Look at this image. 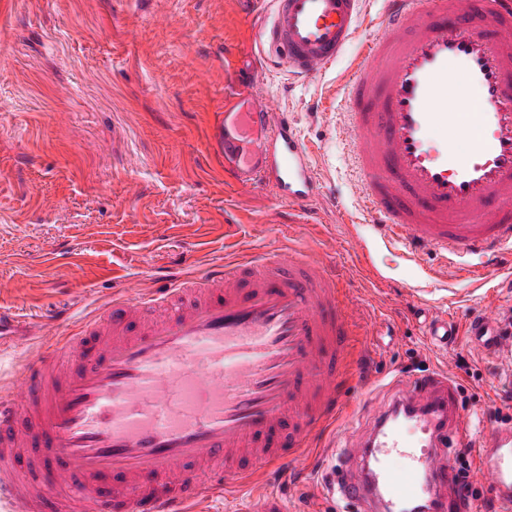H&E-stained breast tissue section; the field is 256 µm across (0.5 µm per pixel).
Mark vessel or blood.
Masks as SVG:
<instances>
[{"label":"vessel or blood","instance_id":"b4317fda","mask_svg":"<svg viewBox=\"0 0 512 512\" xmlns=\"http://www.w3.org/2000/svg\"><path fill=\"white\" fill-rule=\"evenodd\" d=\"M362 4L271 0L258 45L311 78L359 43L336 102L367 222L408 253L486 278L467 257L512 248V0H382L376 35ZM212 138L243 186L271 184L303 214L320 195L308 149L265 103L225 113ZM346 309L335 275L294 250L214 264L158 294H114L0 390V502L194 512L245 493L248 512H285L264 482L335 424L352 381ZM426 330L493 333L483 318ZM467 437L458 385L419 379L364 440L338 441L330 490L349 512H467L446 493ZM475 453L487 499L512 512V426Z\"/></svg>","mask_w":512,"mask_h":512}]
</instances>
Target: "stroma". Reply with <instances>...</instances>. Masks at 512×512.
I'll use <instances>...</instances> for the list:
<instances>
[{
    "mask_svg": "<svg viewBox=\"0 0 512 512\" xmlns=\"http://www.w3.org/2000/svg\"><path fill=\"white\" fill-rule=\"evenodd\" d=\"M268 0H0V309L44 335L0 350L10 378L123 289L153 292L245 254L304 252L335 271L356 325L360 365L337 432L358 439L398 384L440 370L459 385L472 442L512 423V366L466 337L443 345L424 321H512V259L485 281L411 256L368 224L326 88L280 64L248 68ZM247 96L294 125L329 194L311 223L263 184L239 186L214 152L226 105ZM272 478L288 512H345L324 485L331 435Z\"/></svg>",
    "mask_w": 512,
    "mask_h": 512,
    "instance_id": "stroma-1",
    "label": "stroma"
}]
</instances>
